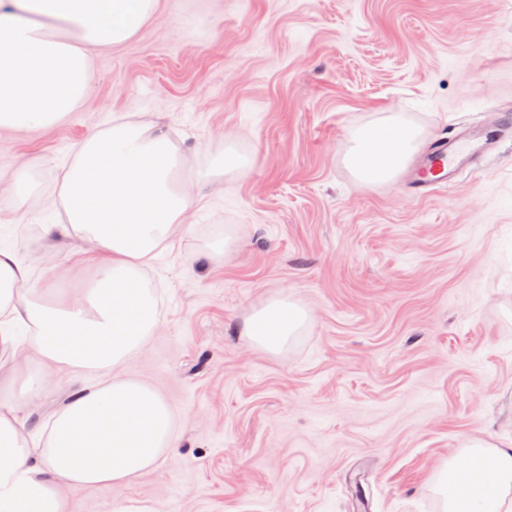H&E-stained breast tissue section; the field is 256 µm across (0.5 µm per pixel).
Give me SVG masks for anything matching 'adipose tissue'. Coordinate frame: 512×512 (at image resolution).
Segmentation results:
<instances>
[{
  "instance_id": "obj_1",
  "label": "adipose tissue",
  "mask_w": 512,
  "mask_h": 512,
  "mask_svg": "<svg viewBox=\"0 0 512 512\" xmlns=\"http://www.w3.org/2000/svg\"><path fill=\"white\" fill-rule=\"evenodd\" d=\"M161 0H0V129L39 130L68 115L87 95L93 55L134 36ZM347 163L367 184L392 182L419 146L399 121L354 134ZM180 162L166 132L119 122L87 137L63 175L64 221L46 237L83 234L90 246L75 265L34 286L15 248L0 242V369L36 392L40 373L16 350L33 346L51 369L93 368L103 377L73 391L49 422L28 426L26 398H0V512H67L69 494L123 485L156 469L175 444L161 394L114 370L153 336L156 298L143 268L192 216L196 197L171 188ZM305 311L267 299L243 334L276 353L298 336ZM35 328L22 337L18 328ZM465 467L433 476L445 512H512V443L476 441Z\"/></svg>"
}]
</instances>
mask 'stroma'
<instances>
[{
    "label": "stroma",
    "mask_w": 512,
    "mask_h": 512,
    "mask_svg": "<svg viewBox=\"0 0 512 512\" xmlns=\"http://www.w3.org/2000/svg\"><path fill=\"white\" fill-rule=\"evenodd\" d=\"M98 54L85 99L37 131L0 130L5 234L32 280L76 260L45 238L91 133L157 123L201 197L144 272L160 325L117 372L157 388L177 436L133 482L83 489L69 512H441L436 469L474 439L512 442V0H162ZM401 119L422 147L463 127L500 137L428 196L360 182L353 132ZM250 157L227 170L225 153ZM34 165L18 172L19 161ZM231 225L223 256L202 225ZM283 295L307 323L256 349L245 319ZM41 384L31 423L97 380Z\"/></svg>",
    "instance_id": "35a3bbf8"
}]
</instances>
